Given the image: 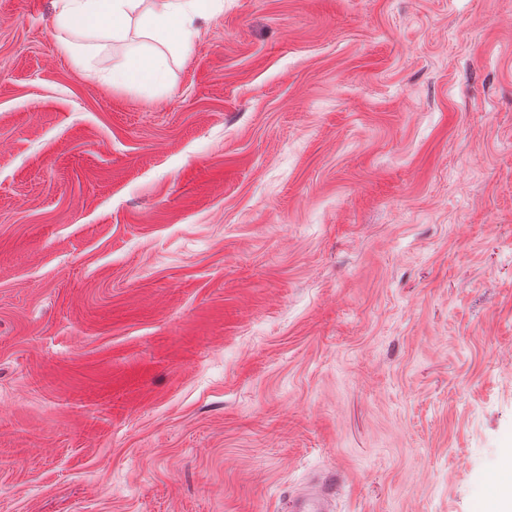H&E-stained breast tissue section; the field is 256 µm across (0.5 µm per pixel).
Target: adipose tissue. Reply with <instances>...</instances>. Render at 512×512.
<instances>
[{"label":"adipose tissue","instance_id":"1","mask_svg":"<svg viewBox=\"0 0 512 512\" xmlns=\"http://www.w3.org/2000/svg\"><path fill=\"white\" fill-rule=\"evenodd\" d=\"M209 0H55L54 25L59 46L79 63H87L89 42L99 45L123 42L133 15H140L145 35L160 47L129 54L122 66L101 70L100 77L116 87L143 86L163 77L173 60L195 47L198 31L194 20Z\"/></svg>","mask_w":512,"mask_h":512}]
</instances>
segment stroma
I'll return each instance as SVG.
<instances>
[{
  "label": "stroma",
  "instance_id": "1",
  "mask_svg": "<svg viewBox=\"0 0 512 512\" xmlns=\"http://www.w3.org/2000/svg\"><path fill=\"white\" fill-rule=\"evenodd\" d=\"M0 0V512H475L512 448V0H219L164 87ZM343 477L335 469H328L308 486L296 499L291 512H327L328 503L339 495Z\"/></svg>",
  "mask_w": 512,
  "mask_h": 512
}]
</instances>
